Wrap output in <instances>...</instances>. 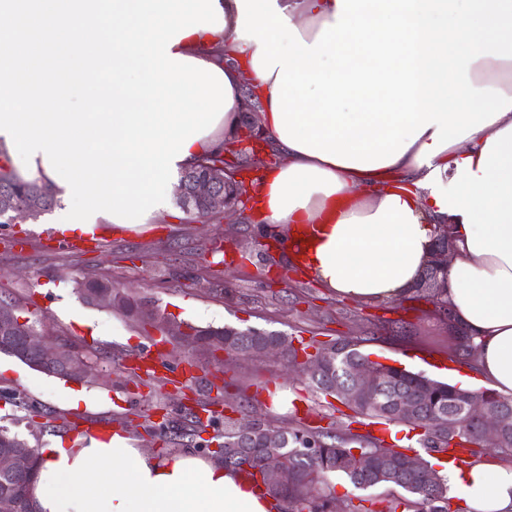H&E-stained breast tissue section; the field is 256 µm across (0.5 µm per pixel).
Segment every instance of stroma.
Returning a JSON list of instances; mask_svg holds the SVG:
<instances>
[{
    "label": "stroma",
    "instance_id": "stroma-1",
    "mask_svg": "<svg viewBox=\"0 0 512 512\" xmlns=\"http://www.w3.org/2000/svg\"><path fill=\"white\" fill-rule=\"evenodd\" d=\"M51 219L45 213L0 224V300L34 322L37 331L73 342L101 375L75 384L0 353V426L30 446L67 438L63 418L69 415L108 424L146 452L170 456L182 447L170 439L168 422L189 408L204 420L191 451L210 458L228 417L243 424L262 420L338 432L354 417L336 396L288 372L283 362L195 351L166 338L154 324L85 304L78 283L101 276L154 304L173 322L282 333L302 362L345 341L371 361L443 382H453L468 368V356L449 337L438 305L414 292L392 302L332 296L294 270L283 248H268L257 225L237 213L203 222L184 212L166 215L140 232L101 224L97 230L105 242L99 248L77 235L61 238L50 229ZM146 349L160 358L148 377L133 368ZM191 364L199 376L187 382L183 370ZM71 387L85 395L79 406L68 400ZM280 388L292 395L284 412L273 400ZM329 485L335 512H347L351 501L363 502L367 512H383L388 502L406 497L386 487L357 490L338 477Z\"/></svg>",
    "mask_w": 512,
    "mask_h": 512
}]
</instances>
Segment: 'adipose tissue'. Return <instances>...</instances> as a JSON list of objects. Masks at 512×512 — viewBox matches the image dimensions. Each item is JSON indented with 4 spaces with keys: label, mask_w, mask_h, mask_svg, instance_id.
Here are the masks:
<instances>
[{
    "label": "adipose tissue",
    "mask_w": 512,
    "mask_h": 512,
    "mask_svg": "<svg viewBox=\"0 0 512 512\" xmlns=\"http://www.w3.org/2000/svg\"><path fill=\"white\" fill-rule=\"evenodd\" d=\"M219 0L223 30L172 54L232 87L216 131L178 169L232 143L247 104L279 164L251 199L291 266L332 295L412 292L438 228L454 235L439 299L475 350L470 368L512 397V0ZM36 512H272L237 470L166 458L103 429L41 449ZM465 512H512V463L445 461Z\"/></svg>",
    "instance_id": "1"
}]
</instances>
